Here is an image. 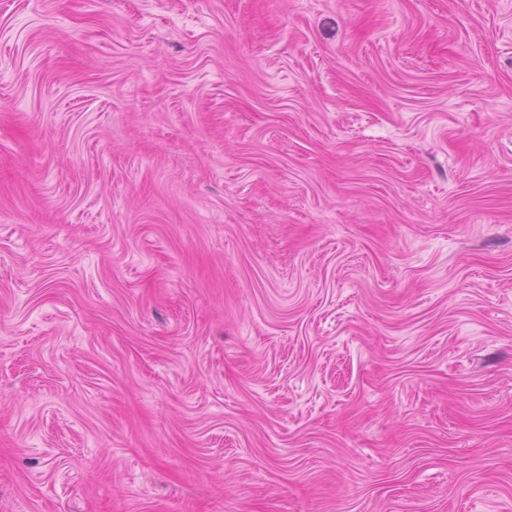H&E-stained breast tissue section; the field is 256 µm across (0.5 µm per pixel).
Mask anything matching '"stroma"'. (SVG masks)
Listing matches in <instances>:
<instances>
[{
  "mask_svg": "<svg viewBox=\"0 0 512 512\" xmlns=\"http://www.w3.org/2000/svg\"><path fill=\"white\" fill-rule=\"evenodd\" d=\"M0 512H512V0H0Z\"/></svg>",
  "mask_w": 512,
  "mask_h": 512,
  "instance_id": "stroma-1",
  "label": "stroma"
}]
</instances>
